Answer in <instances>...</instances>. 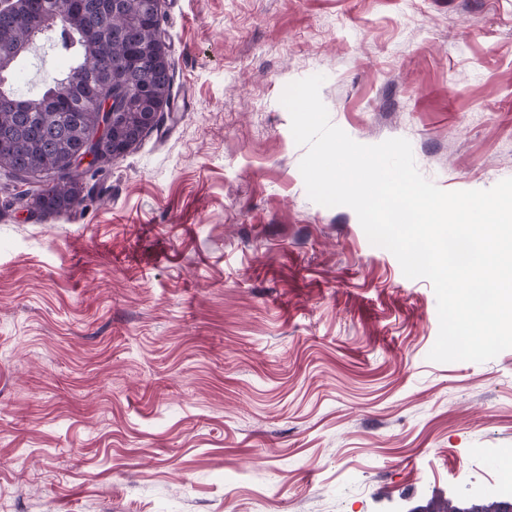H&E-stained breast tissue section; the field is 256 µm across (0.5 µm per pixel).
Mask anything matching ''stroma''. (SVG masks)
Masks as SVG:
<instances>
[{"label":"stroma","instance_id":"stroma-1","mask_svg":"<svg viewBox=\"0 0 512 512\" xmlns=\"http://www.w3.org/2000/svg\"><path fill=\"white\" fill-rule=\"evenodd\" d=\"M170 115L88 209L0 210V512H393L498 490L512 349L313 202L281 104L445 191L512 178V0H165Z\"/></svg>","mask_w":512,"mask_h":512}]
</instances>
